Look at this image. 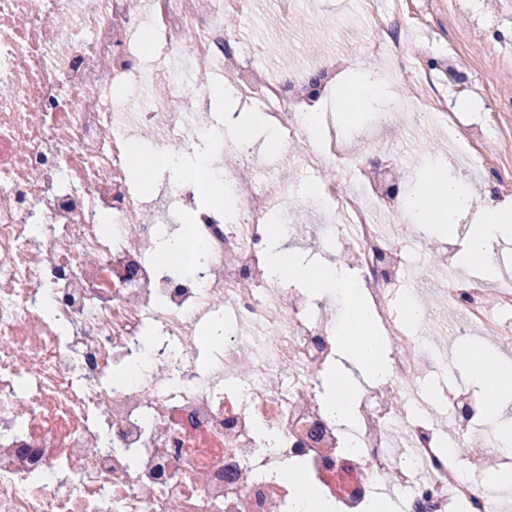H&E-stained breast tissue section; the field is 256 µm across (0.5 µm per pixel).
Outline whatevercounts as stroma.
Segmentation results:
<instances>
[{
  "instance_id": "obj_1",
  "label": "stroma",
  "mask_w": 512,
  "mask_h": 512,
  "mask_svg": "<svg viewBox=\"0 0 512 512\" xmlns=\"http://www.w3.org/2000/svg\"><path fill=\"white\" fill-rule=\"evenodd\" d=\"M452 0H404L409 31L403 38L404 61L429 68L448 96V108L461 125L473 134L487 132L492 141L489 161L500 169H512V0H500L495 16L489 18L481 37L459 27ZM278 0H251L249 12L237 21L243 45H261V60L275 73L315 71L329 56L347 53L356 69H374L388 103H372L348 122L344 112L327 120L323 139L335 140L338 149L362 153L364 136L394 139L407 175L405 188L426 189L424 163L438 160L455 171L457 157L449 152L447 136L437 125L420 127L413 112L395 111L394 102L416 95L408 73H391L366 59L362 50L367 34L359 0H297L294 16L303 25L284 23L272 27ZM474 214L462 216L453 229L425 225L419 233L423 242L413 249V263L429 264L435 248L468 233Z\"/></svg>"
}]
</instances>
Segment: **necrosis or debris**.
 <instances>
[{"label": "necrosis or debris", "mask_w": 512, "mask_h": 512, "mask_svg": "<svg viewBox=\"0 0 512 512\" xmlns=\"http://www.w3.org/2000/svg\"><path fill=\"white\" fill-rule=\"evenodd\" d=\"M241 0H0V512H290L300 470L332 512H506L482 477L512 466L490 423L474 428L470 386L435 397L446 370L426 328L478 329L512 348V287H490L456 245L428 266L410 260L415 227L396 223L387 188L404 180L393 146L358 166L335 146L294 153L304 114L293 95L305 75L275 77L238 48L224 18ZM402 16L365 39L367 54L400 60ZM151 30L168 45L142 54ZM232 82L277 132L278 165L338 167L319 192L325 224H291L287 186L271 189L266 160L239 145L252 173L225 163L224 118L212 95ZM160 155L206 153L205 164L153 194L129 182L133 143ZM246 199L232 218L198 203L200 184ZM287 238L325 233L364 282L372 325L389 349L386 377L355 397L344 423L323 403L335 368V308L271 278L261 233L269 213ZM191 216L184 232L205 250L190 277L161 275L157 227ZM449 271L451 321L393 308L396 285ZM137 359L135 381L110 375ZM486 453L459 458L473 436Z\"/></svg>", "instance_id": "necrosis-or-debris-1"}]
</instances>
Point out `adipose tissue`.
Wrapping results in <instances>:
<instances>
[{"label": "adipose tissue", "instance_id": "adipose-tissue-1", "mask_svg": "<svg viewBox=\"0 0 512 512\" xmlns=\"http://www.w3.org/2000/svg\"><path fill=\"white\" fill-rule=\"evenodd\" d=\"M236 102L235 90L228 85L214 95L212 106L224 112L225 134L240 143L249 138L252 130L266 129L267 123L260 112H237ZM429 187L432 206H424L415 192L403 197L414 223L452 225L460 215L476 212L464 257L472 264L489 265L492 243L512 237V213L502 211L490 197L475 201L460 183L441 171L430 172ZM264 261L269 273L283 284L307 289L315 296L336 289L347 295L355 319L340 326L336 333L341 362L326 385L325 397L336 418L353 419L355 387L351 369H358L373 379L382 378L388 369L386 349L372 331L371 308L363 298L357 276L342 264L329 260L311 262L302 254L283 248L274 231L269 234ZM462 366L474 389L499 400L512 396L511 362L484 355L474 360L463 359Z\"/></svg>", "mask_w": 512, "mask_h": 512}]
</instances>
